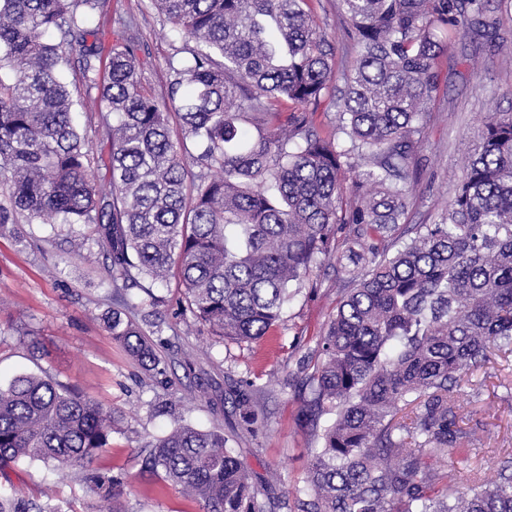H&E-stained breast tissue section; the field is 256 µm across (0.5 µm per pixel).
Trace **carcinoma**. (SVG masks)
<instances>
[{
    "mask_svg": "<svg viewBox=\"0 0 512 512\" xmlns=\"http://www.w3.org/2000/svg\"><path fill=\"white\" fill-rule=\"evenodd\" d=\"M309 0H152L187 43L167 96L143 86L134 38L112 46L100 80L104 0H0V231L15 223L93 224L123 307L112 338L147 371L162 358L164 302L177 274L187 309L212 333L254 342L326 262L348 260L312 366L307 486L297 512H512V454L485 481L459 426L464 377L512 355V113L493 112L440 219L402 241L416 160L452 34L498 38L485 0H337L350 26L334 137L312 116L335 76V48ZM195 42L190 47L188 43ZM105 108L109 189L95 183L63 67ZM259 388L231 392L241 428L265 425ZM112 409L34 374L0 388V470L39 460L85 468L109 443ZM241 449L177 424L141 449L142 466L202 512H270ZM454 459L448 468V458ZM122 480L86 492L117 499ZM0 512H46L0 495Z\"/></svg>",
    "mask_w": 512,
    "mask_h": 512,
    "instance_id": "obj_1",
    "label": "carcinoma"
}]
</instances>
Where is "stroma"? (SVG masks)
<instances>
[{"instance_id":"obj_1","label":"stroma","mask_w":512,"mask_h":512,"mask_svg":"<svg viewBox=\"0 0 512 512\" xmlns=\"http://www.w3.org/2000/svg\"><path fill=\"white\" fill-rule=\"evenodd\" d=\"M487 4L499 18L503 40L494 45L458 35L441 54L440 90L430 106L408 223L438 219L488 113L512 112V8L500 0ZM311 8L336 47L337 70H344L350 62L347 24L336 0H311ZM129 20L140 42L142 82L158 102H166L167 62L183 42L151 0H108L104 12L86 16L85 24L108 50ZM77 122L91 169L99 184H107L99 115L82 108ZM341 288L336 268L322 267L287 309L283 325L257 342L240 344L211 335L207 326L182 314L177 279L155 286V294L166 300L161 312L168 323L154 338L166 364L165 376L158 379L145 374L104 325L103 314L120 299L105 280L93 226L50 228L19 221L16 233L0 234V385L22 373L43 372L115 410L121 422L88 469L62 475L39 461L22 463L0 472V491L58 506L60 512H112L117 504L123 512H201L196 500L142 471L140 450L178 423L231 434L239 416L229 391L247 380L261 387L259 404L267 420L256 436L239 440L243 460L254 480L265 481L272 502L294 499L307 478L311 439L301 413L309 392L295 372L323 336ZM33 340L39 343L35 353L29 348ZM470 379L463 395L475 385L482 395L476 418L463 426L475 430L472 461L490 478L502 451L512 448V396L505 390L512 381V361L493 359ZM90 470L123 477L119 502L87 493L84 479Z\"/></svg>"}]
</instances>
